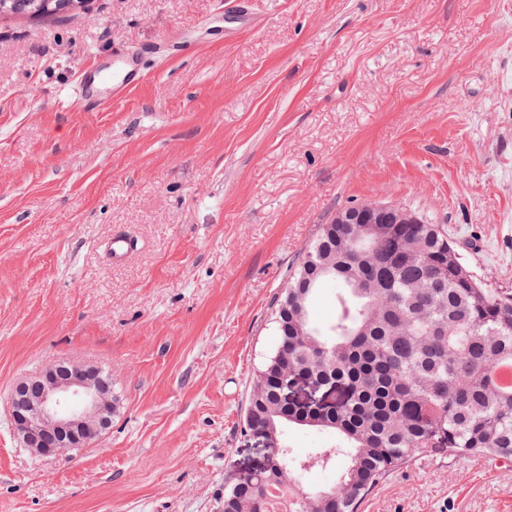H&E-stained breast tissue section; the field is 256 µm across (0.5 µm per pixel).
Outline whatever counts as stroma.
<instances>
[{"label": "stroma", "mask_w": 512, "mask_h": 512, "mask_svg": "<svg viewBox=\"0 0 512 512\" xmlns=\"http://www.w3.org/2000/svg\"><path fill=\"white\" fill-rule=\"evenodd\" d=\"M74 0L0 13V512H219L289 271L336 212L394 204L512 291V0ZM163 37L125 99L75 78ZM115 234L133 247L109 264ZM108 369L112 427L75 458L12 429L19 377ZM360 512H512V461L429 457ZM225 8H227L225 10ZM224 14L232 19L229 25L224 26V40L231 41L238 34L257 25V17L252 11L248 0H232L230 7H224Z\"/></svg>", "instance_id": "35a3bbf8"}]
</instances>
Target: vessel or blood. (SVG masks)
<instances>
[{
	"label": "vessel or blood",
	"mask_w": 512,
	"mask_h": 512,
	"mask_svg": "<svg viewBox=\"0 0 512 512\" xmlns=\"http://www.w3.org/2000/svg\"><path fill=\"white\" fill-rule=\"evenodd\" d=\"M228 13L231 22L224 28L225 40H233L242 30L257 24L250 0H232ZM142 58V53L137 51L113 54L110 73H103L99 69L83 72L73 87L74 96L93 106L124 98L146 78Z\"/></svg>",
	"instance_id": "vessel-or-blood-1"
}]
</instances>
